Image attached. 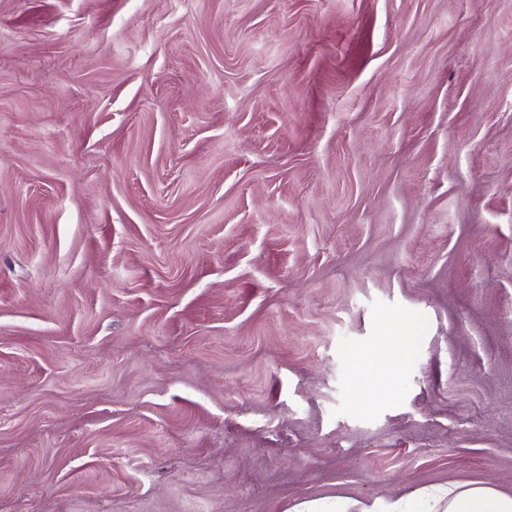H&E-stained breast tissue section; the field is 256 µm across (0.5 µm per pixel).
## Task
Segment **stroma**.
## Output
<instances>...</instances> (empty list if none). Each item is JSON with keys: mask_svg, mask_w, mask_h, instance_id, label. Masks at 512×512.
Wrapping results in <instances>:
<instances>
[{"mask_svg": "<svg viewBox=\"0 0 512 512\" xmlns=\"http://www.w3.org/2000/svg\"><path fill=\"white\" fill-rule=\"evenodd\" d=\"M512 496V0H0V512Z\"/></svg>", "mask_w": 512, "mask_h": 512, "instance_id": "stroma-1", "label": "stroma"}]
</instances>
